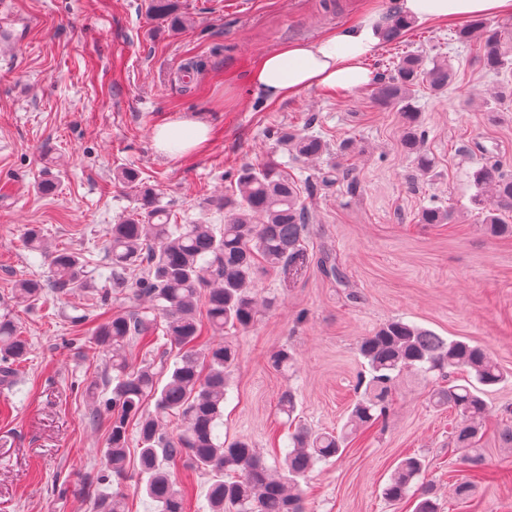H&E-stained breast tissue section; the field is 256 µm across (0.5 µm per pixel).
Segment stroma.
Wrapping results in <instances>:
<instances>
[{"label": "stroma", "instance_id": "35a3bbf8", "mask_svg": "<svg viewBox=\"0 0 512 512\" xmlns=\"http://www.w3.org/2000/svg\"><path fill=\"white\" fill-rule=\"evenodd\" d=\"M360 3L177 0L185 24L175 28L151 13L150 0H9L28 27L15 53L0 56V318L14 321L31 349L15 384H0V512H98L79 489L87 471L102 468L108 434L89 424L84 387L108 359L88 338L121 309L98 296L109 285L106 230L136 211L146 186L172 223L220 224L218 202L232 191L227 175L242 164L271 162L314 185L302 195L313 216L305 262L260 275L256 287L271 305L231 335L238 362L219 432L249 438L267 466L288 446L281 393L295 390L308 427L341 431L367 374L357 344L387 320L480 343L512 374V237L486 232L469 178L494 161L512 169V97L481 111L496 79L451 41V26L415 25L403 42L424 61L451 58L459 71L447 93L415 95L435 161L425 177L400 146L398 106L380 104L375 86L342 98L311 89L272 103L246 83L265 52L341 27ZM197 59L204 71L183 76L182 66ZM181 118L206 122L210 145L163 158L155 128ZM276 128L324 137L330 152L297 159L270 138ZM329 167L334 182H320ZM120 169L135 181L115 180ZM47 180L55 185L49 193L40 189ZM433 205L451 207L454 223H418L421 207ZM33 226L48 249L86 258L95 291L15 301L17 281L48 276L44 254L24 245ZM325 259L343 281L323 272ZM283 346L294 355L286 373L268 363ZM434 385L404 373L387 419L349 438L341 456L303 483L307 512H413L411 501L383 496L397 463L412 454L425 456V479L448 512H512V449L495 432L512 421V378L485 394L493 414L481 468L492 480L463 504L449 493L469 475L448 446L457 416L430 405ZM58 478L68 494L55 490Z\"/></svg>", "mask_w": 512, "mask_h": 512}]
</instances>
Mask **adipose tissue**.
Masks as SVG:
<instances>
[{"label":"adipose tissue","instance_id":"1","mask_svg":"<svg viewBox=\"0 0 512 512\" xmlns=\"http://www.w3.org/2000/svg\"><path fill=\"white\" fill-rule=\"evenodd\" d=\"M398 17L416 24H452L481 18L512 17V0H399ZM382 13L374 0L360 16L317 39L283 44L265 53L248 72L247 82L269 100L289 99L308 89L348 94L369 86L367 60L381 48ZM210 128L181 119L157 127L154 143L166 158L198 154L209 145Z\"/></svg>","mask_w":512,"mask_h":512}]
</instances>
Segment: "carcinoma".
Listing matches in <instances>:
<instances>
[{"label": "carcinoma", "mask_w": 512, "mask_h": 512, "mask_svg": "<svg viewBox=\"0 0 512 512\" xmlns=\"http://www.w3.org/2000/svg\"><path fill=\"white\" fill-rule=\"evenodd\" d=\"M455 39L474 50L485 72L495 76L512 69V35L504 27L475 20L460 28ZM457 71L445 59L431 68L415 54H405L378 74L380 101L401 105L402 148L414 156L425 175L434 160L424 149L425 131L413 105L414 90L421 85L433 92L445 91ZM278 140L297 158L312 161L330 149L319 136L286 131ZM238 194L224 197L222 224H171L166 210L153 204L152 193L143 194L142 211L108 230L107 257L112 293L128 305L124 315L99 324L96 348L109 359L102 383L86 386L91 400L89 420L100 422V406L111 413L109 447L104 469L88 477L87 493L96 497L99 512H126L121 489L105 493L102 487L113 478L118 484L131 479L126 470L128 428L136 421L139 469L135 488L155 503L157 512H185L184 493L169 465L187 457L208 477V512H306L302 482L315 465L342 455L348 435L364 431L383 419L390 408L392 391L405 371L436 372L441 381L429 401L448 408L460 421L452 430V443L463 463L475 469L473 478L453 485L455 498H469L482 472L474 453L486 432L489 407L485 388L504 381L505 373L486 348L462 340H450L401 318L383 323L358 344L366 361L369 379L364 392L348 411L343 434L314 431L299 417L293 390L284 392L279 410L292 423L287 451L275 469L261 460L245 437L224 440L218 427L224 417L229 374L238 360L233 341L224 338L200 351L199 303H204L210 328L217 334L250 328L259 312L256 282L262 272H285L304 256L311 215L300 200L298 185L274 167L240 166L233 175ZM481 223L494 237H512V173L499 163L483 164L472 174ZM451 208L427 207L418 213L421 224H450ZM48 279H22L14 286L19 303H33L50 294L92 289L84 261L67 249L48 254ZM150 303L144 310L142 302ZM153 318H148V314ZM163 323L167 342L177 348L173 361L166 352L159 362L130 360L132 347L143 340L154 322ZM29 344L15 324L0 319V382L9 385L17 367L27 360ZM288 348L269 356L277 371L292 367ZM457 369L468 372L465 383L450 379ZM167 373L161 381L159 371ZM155 400L156 412H144V403ZM179 422L172 434L167 420ZM426 465L422 457L400 461L384 488V496L400 501L415 498L414 512H441L432 486L421 480Z\"/></svg>", "instance_id": "obj_1"}]
</instances>
